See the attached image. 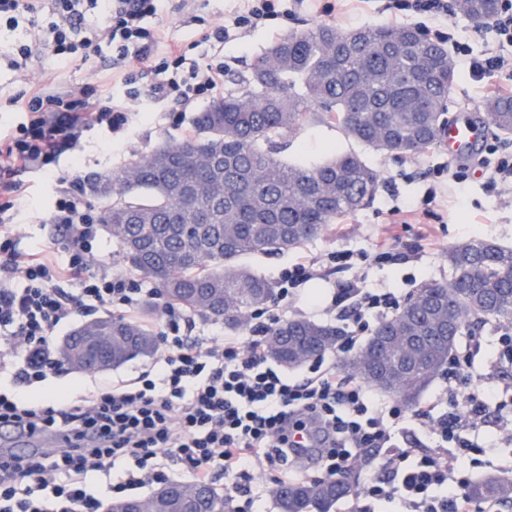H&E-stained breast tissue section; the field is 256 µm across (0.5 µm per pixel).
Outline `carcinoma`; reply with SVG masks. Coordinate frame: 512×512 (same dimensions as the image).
Returning a JSON list of instances; mask_svg holds the SVG:
<instances>
[{"label": "carcinoma", "mask_w": 512, "mask_h": 512, "mask_svg": "<svg viewBox=\"0 0 512 512\" xmlns=\"http://www.w3.org/2000/svg\"><path fill=\"white\" fill-rule=\"evenodd\" d=\"M454 12L491 20L498 0H454ZM411 27L366 25L341 32L329 25L296 30L252 65L245 89L198 113L193 133L158 146L118 174L87 181L101 200L98 219L118 239L125 261L153 281L166 302L230 330L274 298L266 278L240 258L294 248L319 236L336 217L365 209L380 175L355 153L287 164L277 139L317 122H334L378 152L422 154L448 124L444 105L455 79L439 45L415 41ZM483 124L512 135V98L484 104ZM452 277L418 288L360 349L369 386L411 404L448 365L464 330L512 324V248L474 238L448 249ZM341 330L306 318L269 331L267 356L286 367L334 347ZM112 346L91 355L97 369L119 366L156 348L147 322L95 317L64 340L60 358L85 369L89 339ZM355 492L347 474L277 486L279 512H331ZM474 500L512 507V478L489 476L467 488ZM153 512H227L207 483L172 482L151 495Z\"/></svg>", "instance_id": "cac0c4a2"}]
</instances>
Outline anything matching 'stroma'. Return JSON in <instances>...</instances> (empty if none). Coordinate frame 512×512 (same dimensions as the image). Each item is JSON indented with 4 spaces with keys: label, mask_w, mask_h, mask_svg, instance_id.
<instances>
[{
    "label": "stroma",
    "mask_w": 512,
    "mask_h": 512,
    "mask_svg": "<svg viewBox=\"0 0 512 512\" xmlns=\"http://www.w3.org/2000/svg\"><path fill=\"white\" fill-rule=\"evenodd\" d=\"M231 8L230 0H200L199 23L184 26L180 14L172 11L162 13L157 22L165 29L169 40L184 47L188 57L196 59L206 50L204 38L213 25L229 21ZM390 22L389 16L379 13L375 0H345L330 16L307 8L298 12L296 19L271 21L225 42L223 52L215 55L214 60L224 65L225 92L238 93L255 59L289 32L324 24L346 31ZM111 54V49L105 47L83 63H68L45 55L33 59L27 81L45 84L58 92L85 83L108 84L112 81L107 64ZM456 67L459 77L448 112L453 119L468 118L471 108L483 106L486 100L497 96L498 86L512 84V66L480 81L470 76L464 61H457ZM203 108L200 102L182 112L171 111L163 103L146 105L136 117L132 133L114 148L109 145L108 131L86 132L83 152L77 157L64 154L56 177L82 180L91 174L119 172L130 162L149 155L164 140H180L192 134L194 118ZM331 151L360 154L379 171L381 186L369 207L336 218L319 237L302 246L242 258L243 266L271 281L301 258L320 262V277L281 303L278 310L281 318H307L335 326L339 323L333 306L336 281L357 278L370 288L391 289L404 302L423 283L449 280L450 247L474 238H487L512 247V185H501L493 190L488 185L487 173L471 172L464 183L452 186L447 177L433 175L434 168L448 160L447 154L438 148L414 156L378 153L348 138L339 128L325 124L289 133L281 141L279 157L293 164L301 157L321 156ZM54 179L40 173H30L23 178L28 204L20 216L22 247H47L52 243L47 211L53 202ZM391 208L398 211L392 222L387 219ZM376 236L390 238L392 261L379 263L361 259V251L370 250L371 240ZM336 250L357 252L351 268L336 271L328 267V255ZM153 362V357L140 356L107 370L70 369L50 379L42 396L48 400L66 390L91 387L100 382L127 381Z\"/></svg>",
    "instance_id": "1"
}]
</instances>
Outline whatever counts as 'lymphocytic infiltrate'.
<instances>
[{
  "label": "lymphocytic infiltrate",
  "instance_id": "obj_1",
  "mask_svg": "<svg viewBox=\"0 0 512 512\" xmlns=\"http://www.w3.org/2000/svg\"><path fill=\"white\" fill-rule=\"evenodd\" d=\"M47 10L57 20L45 26L41 17ZM160 13L161 0H0V19L7 25L22 16L29 23V43L9 59L15 72L25 74L39 55L66 61L105 45L112 49L113 72L128 88L119 97L104 85L60 93L32 82L8 100L19 118L0 128V341L5 344L0 374H9L16 391L0 393V424L52 436L60 445L34 449L25 458L0 451V512H101L102 501L88 491L86 478L111 471L120 461L135 467L113 492L165 482L166 468L174 464L198 481L223 474L229 512H240L235 503L251 498L252 470L298 471L304 435L318 436V458L329 477L363 452H374L379 475L358 491L363 501H396L404 512H498L496 502L467 495L457 466L468 450L494 445L481 438L480 426L498 393L471 384L470 361L484 343L473 330L464 331L452 360L446 398L425 402L409 415L433 445L418 457L397 438L396 426L408 415L399 404L377 397L332 364H315L303 379L270 364L265 348L267 330L278 320L274 313L250 324L244 336H198L190 316L165 306L164 324L156 332L162 350L157 367L131 384L80 398L30 400L35 384L64 371L53 342L61 325L103 308L132 317L145 299L159 297L157 289L98 266L100 224L74 182L60 180L48 218L65 261L46 249L19 250L18 222L22 174H53L59 157L80 153L84 133L95 127L122 143L133 127V101L144 96L186 107L223 94V64L187 59L167 43L161 27L147 24ZM279 14L278 0H245L231 26L216 25L209 38L223 45L231 29H252ZM491 28L497 45L483 55L471 56L463 43L454 47L477 79L507 62L512 0H503ZM335 303L349 320L336 346L340 355L351 352L371 324L399 308L393 292L359 280L338 282ZM35 485L51 488V497L30 499Z\"/></svg>",
  "mask_w": 512,
  "mask_h": 512
}]
</instances>
